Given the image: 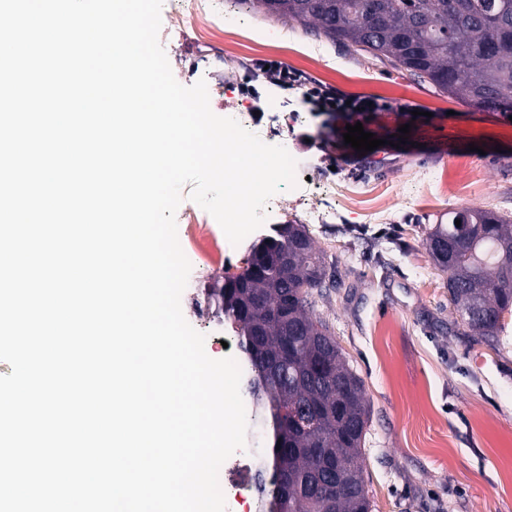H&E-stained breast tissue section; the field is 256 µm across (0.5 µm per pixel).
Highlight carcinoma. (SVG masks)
Here are the masks:
<instances>
[{
    "label": "carcinoma",
    "instance_id": "obj_1",
    "mask_svg": "<svg viewBox=\"0 0 512 512\" xmlns=\"http://www.w3.org/2000/svg\"><path fill=\"white\" fill-rule=\"evenodd\" d=\"M255 13L314 25L457 101L512 112V0H237ZM460 224H455V221ZM426 248L475 341L496 349L512 313V217L466 208L434 225ZM324 254L303 224L254 244L243 273L205 289L233 321L247 390L272 447L257 485L265 512H372L359 463L369 423L363 380L329 326L311 315Z\"/></svg>",
    "mask_w": 512,
    "mask_h": 512
}]
</instances>
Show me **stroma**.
<instances>
[{
    "instance_id": "35a3bbf8",
    "label": "stroma",
    "mask_w": 512,
    "mask_h": 512,
    "mask_svg": "<svg viewBox=\"0 0 512 512\" xmlns=\"http://www.w3.org/2000/svg\"><path fill=\"white\" fill-rule=\"evenodd\" d=\"M189 5L163 0L159 42L181 85L205 81L216 115L241 110L230 87L259 59L390 105L363 118L383 142L363 155L345 146L343 122L326 126L301 91L256 83L266 111L294 115L287 127L259 123L260 138L294 147L311 191L334 206L329 223L308 224L327 264L313 315L328 323L364 383L370 422L361 463L374 512H512V316L498 349L475 344L449 300L447 273L426 249L448 212L512 213V117L464 106L388 62L274 16L240 12L237 35L213 31L198 43ZM267 26L280 39L256 42ZM193 217L209 220L232 274L244 270L251 242L231 244L207 211L187 197L180 203L179 243L191 264L181 308L206 333L217 319L195 300L220 272L184 234Z\"/></svg>"
}]
</instances>
